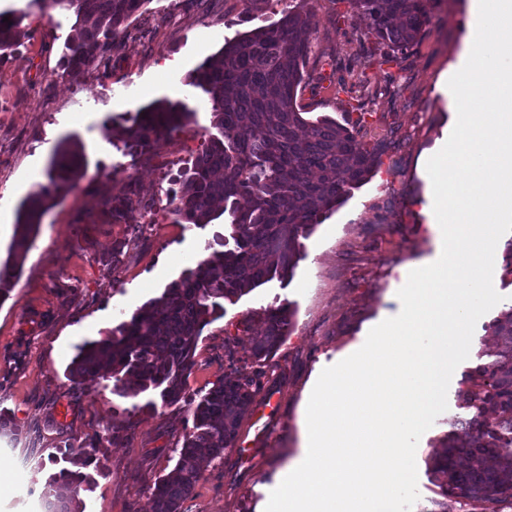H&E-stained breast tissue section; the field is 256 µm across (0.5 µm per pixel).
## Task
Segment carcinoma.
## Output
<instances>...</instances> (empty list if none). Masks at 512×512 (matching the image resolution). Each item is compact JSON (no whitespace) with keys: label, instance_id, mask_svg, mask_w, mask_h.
Segmentation results:
<instances>
[{"label":"carcinoma","instance_id":"obj_1","mask_svg":"<svg viewBox=\"0 0 512 512\" xmlns=\"http://www.w3.org/2000/svg\"><path fill=\"white\" fill-rule=\"evenodd\" d=\"M152 0H31L41 9L59 6L75 15L65 42L63 68L71 77L122 47L127 22ZM308 0H300L276 23L239 33L184 77L206 92L213 128L207 143L170 180L176 224L204 227L224 214L230 237L206 241V257L118 323L105 336L86 341L66 369V378L87 390L112 381V393L135 398L156 391L162 404L184 403L193 416L173 469L151 492L152 512H181L202 475L203 463L234 446L239 422L261 390L252 379L226 377L205 393L187 392V379L204 329L224 316V302H237L273 279L288 282L301 259L300 239L336 210L351 190L369 181L385 144L359 140L365 113L341 124L324 117L309 121L297 106L298 88L311 54L318 21ZM369 20L378 43L402 53L420 38L432 0H350ZM26 12L0 11V57L25 37ZM192 113L182 103L157 100L112 118L133 154L143 155L183 131ZM84 175V155L76 143L60 144L45 182L22 202L9 258L0 266V304L20 276L43 215ZM248 198L245 207L239 200ZM235 248H227L228 240ZM285 306L264 310L263 334L255 337L253 356L261 367L277 351L292 326ZM496 350L458 391L468 417L454 425L433 460L443 476L445 497L474 512L512 508V308L492 323ZM495 421L486 425L482 417ZM109 438L96 434L76 444L62 439L50 463L45 492L61 503L60 512H83L80 489L91 485L84 472L95 449Z\"/></svg>","mask_w":512,"mask_h":512}]
</instances>
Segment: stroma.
I'll return each instance as SVG.
<instances>
[{
	"mask_svg": "<svg viewBox=\"0 0 512 512\" xmlns=\"http://www.w3.org/2000/svg\"><path fill=\"white\" fill-rule=\"evenodd\" d=\"M296 0H150L128 22V36L108 65L79 77L64 75L61 58L75 22L72 12H41L29 0H0V10H27V38L0 60V208L17 214L45 180L55 147L79 144L85 174L43 217L22 274L0 304V408L17 430L0 437V467L17 488L0 496V512H32L29 487L43 488L47 462L59 439L80 442L98 433L110 443L96 451V480L81 498L85 512H151L157 479L178 459L192 427L183 405H162L158 395L124 398L111 389L87 392L64 376L77 345L104 336L120 320L158 297L182 266L168 256L180 248L201 260L204 243L224 233L223 220L206 227L174 223L166 197L169 180L201 150L212 129V104L184 76L216 54L227 38L277 21ZM318 20L307 87L297 103L310 118L343 120L361 107L370 118L362 142H385L373 178L318 224L303 241V257L288 283L271 281L225 304L224 315L199 339L189 392L205 391L231 373L253 375L255 336L264 309L285 305L294 313L290 336L269 360L252 404L268 399L277 412L252 421L243 415L233 448L209 463L182 512H264L271 492L295 465L311 391L321 371L357 351L369 331L401 310L398 290L411 270L440 256L428 226L432 185L425 160L451 130L454 109L443 81L468 49V0H435L431 21L405 53L378 45L364 17L348 0H311ZM365 66L346 75L345 89L311 90L353 55ZM158 99L180 102L192 113L183 132L148 154L128 155L109 135V118L134 113ZM134 195L154 200L153 214L135 210L114 220L106 199ZM493 285L502 300L477 322L469 358L453 374L447 410L418 443L419 498L411 512H439L444 497L430 460L456 417V401L479 363L495 347L490 323L512 306V271L496 255ZM263 435H256V427ZM31 457L21 471L16 456Z\"/></svg>",
	"mask_w": 512,
	"mask_h": 512,
	"instance_id": "35a3bbf8",
	"label": "stroma"
}]
</instances>
